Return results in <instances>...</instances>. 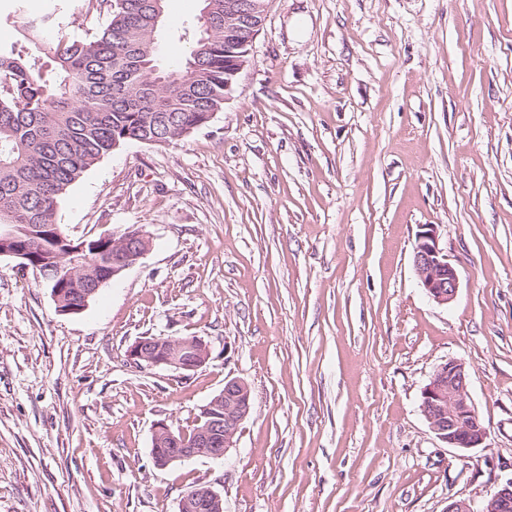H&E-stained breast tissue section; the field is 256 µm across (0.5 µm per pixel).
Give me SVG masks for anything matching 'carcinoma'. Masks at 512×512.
<instances>
[{
  "label": "carcinoma",
  "instance_id": "1",
  "mask_svg": "<svg viewBox=\"0 0 512 512\" xmlns=\"http://www.w3.org/2000/svg\"><path fill=\"white\" fill-rule=\"evenodd\" d=\"M108 20L75 39H41L53 15L18 27L21 54L0 48V231L36 255L57 249L64 233L58 204L100 159L129 142L169 144L224 108V72L248 59L240 29L262 25L243 0H202L197 38L175 69L156 64L165 0H95ZM85 239L47 281L67 309L97 279L112 276V242Z\"/></svg>",
  "mask_w": 512,
  "mask_h": 512
}]
</instances>
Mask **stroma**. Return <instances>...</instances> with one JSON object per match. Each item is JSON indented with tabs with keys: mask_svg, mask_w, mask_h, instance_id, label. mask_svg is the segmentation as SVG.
Wrapping results in <instances>:
<instances>
[{
	"mask_svg": "<svg viewBox=\"0 0 512 512\" xmlns=\"http://www.w3.org/2000/svg\"><path fill=\"white\" fill-rule=\"evenodd\" d=\"M64 32L101 22L83 0ZM201 0H166L160 67ZM66 234L144 228L150 251L77 314L0 257V512H445L512 477V0H272L224 108L167 145L131 142L63 196ZM437 226L455 301L413 267ZM144 336H198L197 371L138 369ZM465 363L487 446L436 438L420 403ZM252 408L220 460L157 467V422L190 429L225 377ZM192 486L186 493L195 489ZM223 500L212 486L200 485L190 496L184 495L179 502V512H223Z\"/></svg>",
	"mask_w": 512,
	"mask_h": 512,
	"instance_id": "1",
	"label": "stroma"
}]
</instances>
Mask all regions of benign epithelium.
<instances>
[{
    "mask_svg": "<svg viewBox=\"0 0 512 512\" xmlns=\"http://www.w3.org/2000/svg\"><path fill=\"white\" fill-rule=\"evenodd\" d=\"M151 238L141 228L112 244V276L117 277L134 266L150 249ZM0 256L28 261V250L16 245L11 234L0 235ZM415 273L434 302L447 305L459 290L456 268L439 247L437 227L427 225L417 234L413 254ZM207 343L197 336L188 338L144 337L127 351L129 363L144 367H170L183 372L196 371L209 360ZM251 410V391L238 379L227 377L224 388L201 409L196 422L206 417V424L189 435L166 422L156 424L152 438V458L165 467L196 457L222 459L234 447V439ZM421 411L436 437L450 448L470 452L486 447L488 438L479 412L469 391L465 363L450 359L439 365L422 392ZM179 512H223V500L210 485L198 486L183 496ZM446 512H512V478L497 485L479 510L466 499H454Z\"/></svg>",
    "mask_w": 512,
    "mask_h": 512,
    "instance_id": "benign-epithelium-1",
    "label": "benign epithelium"
}]
</instances>
